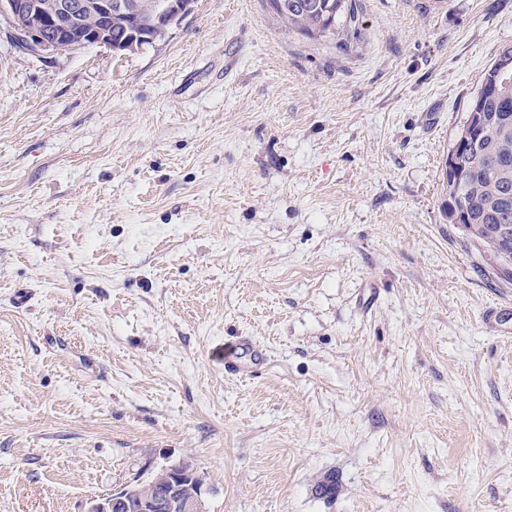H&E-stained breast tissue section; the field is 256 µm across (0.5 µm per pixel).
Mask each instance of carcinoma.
I'll return each mask as SVG.
<instances>
[{"label": "carcinoma", "mask_w": 512, "mask_h": 512, "mask_svg": "<svg viewBox=\"0 0 512 512\" xmlns=\"http://www.w3.org/2000/svg\"><path fill=\"white\" fill-rule=\"evenodd\" d=\"M288 28L313 38L340 39L357 19L356 0H288V11L269 0ZM132 20L112 18V43L126 42ZM470 111L482 113L483 139L472 157L463 160L461 183L448 184V200L466 208L464 223L493 229L512 224V45H505L488 69Z\"/></svg>", "instance_id": "carcinoma-1"}]
</instances>
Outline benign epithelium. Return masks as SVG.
Masks as SVG:
<instances>
[{
	"mask_svg": "<svg viewBox=\"0 0 512 512\" xmlns=\"http://www.w3.org/2000/svg\"><path fill=\"white\" fill-rule=\"evenodd\" d=\"M193 8L194 0L134 4L120 0H0V19L8 23L13 41L24 51L75 52L91 45L112 46L110 31L99 27L98 22L112 19L114 12L137 18L156 16L171 26ZM471 145L472 138L467 135L456 140L448 158V179H456V156ZM489 244L502 265H512V226L499 225ZM163 471L162 498L124 487L91 499L86 512H206L208 489L193 470L178 463L163 467Z\"/></svg>",
	"mask_w": 512,
	"mask_h": 512,
	"instance_id": "obj_1",
	"label": "benign epithelium"
}]
</instances>
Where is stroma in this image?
<instances>
[{
  "instance_id": "35a3bbf8",
  "label": "stroma",
  "mask_w": 512,
  "mask_h": 512,
  "mask_svg": "<svg viewBox=\"0 0 512 512\" xmlns=\"http://www.w3.org/2000/svg\"><path fill=\"white\" fill-rule=\"evenodd\" d=\"M359 4L340 41L197 0L122 53L0 21V512L179 461L208 512H512V276L444 181L512 0Z\"/></svg>"
}]
</instances>
